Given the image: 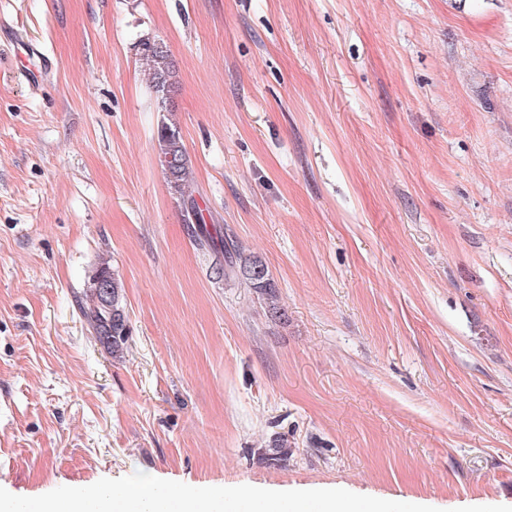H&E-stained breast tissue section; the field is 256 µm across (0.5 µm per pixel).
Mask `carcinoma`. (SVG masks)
Returning a JSON list of instances; mask_svg holds the SVG:
<instances>
[{"label": "carcinoma", "instance_id": "cac0c4a2", "mask_svg": "<svg viewBox=\"0 0 512 512\" xmlns=\"http://www.w3.org/2000/svg\"><path fill=\"white\" fill-rule=\"evenodd\" d=\"M143 56L150 62L152 70L151 87L159 99L162 108H167L175 88V64L166 47L149 39L141 42ZM159 146V161H167L165 174L170 187L179 194L187 215L194 217L199 226L196 239L198 246L211 250L224 257V262L217 267V274L234 276L246 283L256 293L261 295L270 310L281 312L275 285L270 278L268 268L255 257H244L238 247L223 238L213 236L204 227L203 217L199 207L189 190L190 165L186 149L182 143L179 131L173 125L161 123L157 130ZM96 275L104 277L110 286V295L102 296L89 288L92 305L81 307L80 311L89 327L100 342L107 345L112 357H123L128 338L127 317L121 300L122 281L115 276L106 264L100 266Z\"/></svg>", "mask_w": 512, "mask_h": 512}]
</instances>
